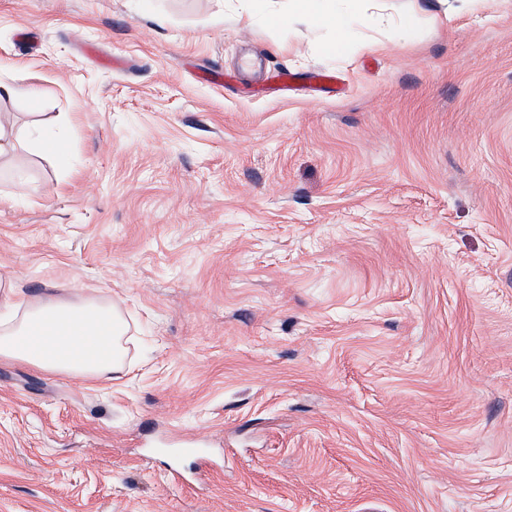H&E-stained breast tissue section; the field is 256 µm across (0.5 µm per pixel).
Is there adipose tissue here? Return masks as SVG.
<instances>
[{
  "mask_svg": "<svg viewBox=\"0 0 512 512\" xmlns=\"http://www.w3.org/2000/svg\"><path fill=\"white\" fill-rule=\"evenodd\" d=\"M290 9L335 28L336 48L353 37L348 16L335 0H290ZM129 325L114 305L93 300L62 301L49 295L24 297L13 280L0 278V360L49 374L109 380L125 365Z\"/></svg>",
  "mask_w": 512,
  "mask_h": 512,
  "instance_id": "obj_1",
  "label": "adipose tissue"
}]
</instances>
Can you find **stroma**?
Returning <instances> with one entry per match:
<instances>
[{
	"label": "stroma",
	"mask_w": 512,
	"mask_h": 512,
	"mask_svg": "<svg viewBox=\"0 0 512 512\" xmlns=\"http://www.w3.org/2000/svg\"><path fill=\"white\" fill-rule=\"evenodd\" d=\"M385 3L337 53L267 0H0V121L67 156L0 160V276L130 337L0 361V512H512V0Z\"/></svg>",
	"instance_id": "obj_1"
}]
</instances>
